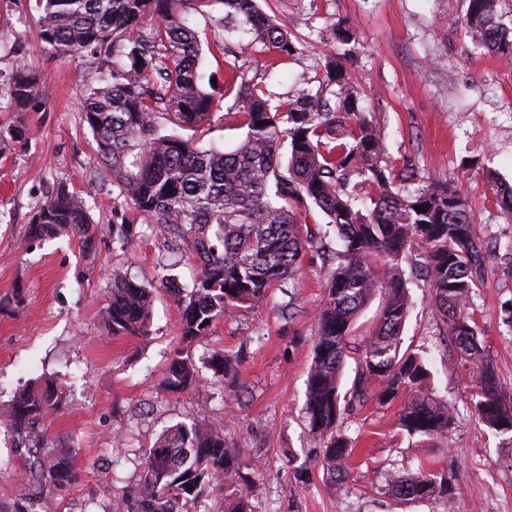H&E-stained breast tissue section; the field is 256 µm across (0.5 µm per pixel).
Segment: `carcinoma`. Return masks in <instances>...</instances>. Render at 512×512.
Instances as JSON below:
<instances>
[{"label":"carcinoma","instance_id":"obj_1","mask_svg":"<svg viewBox=\"0 0 512 512\" xmlns=\"http://www.w3.org/2000/svg\"><path fill=\"white\" fill-rule=\"evenodd\" d=\"M216 5L223 14L215 24L240 21L250 46L290 54V33L258 0H39L43 51L69 59L99 56L108 63L94 77L80 114L112 185L132 210L123 237L131 241L139 221L185 231L192 239L199 259L192 286L166 280L181 310L182 341L202 339L217 319L263 303L270 288L295 280L307 250L320 252L329 270L316 313L304 414L320 442L323 473L331 485L342 484L353 448L338 426L341 409L363 404L369 392L389 404L411 391L398 421L412 443L446 439L455 424V404L423 389L431 378L424 356L402 349L411 298L401 262L418 246L416 267L432 290L438 320L461 357L477 368L478 389L469 409L491 431L512 436V389L485 356L469 312L489 256L475 234L472 207L449 181L413 191L405 186L414 170L397 171L387 159L379 127L363 112L340 63L331 58L324 64L328 83L339 86L335 107L307 97L274 104L261 86L234 71L224 95H234L236 107L228 115L245 130L237 147L205 148L180 134L211 125L215 98L203 83L201 45L189 15ZM461 23L478 45L512 54V40L496 18V0H468ZM40 83V73L19 63L9 107L30 110ZM136 148L138 160L127 162ZM421 205L425 211L415 210ZM315 212L325 222L311 231L307 218ZM29 233L72 235L89 249L95 244L86 200L62 187L39 207ZM111 276L108 331L145 334L151 292L121 267ZM378 291L385 293V304L373 330L354 347V317ZM350 357L355 376L343 393L340 380ZM238 363L218 355L209 368L233 378ZM198 383L191 355L176 352L165 373L167 390L184 393ZM58 404L52 383H35L15 393L0 422L16 437V447L32 455L31 475L48 478L62 496L74 481L69 454L39 456L40 449L54 447L39 423ZM242 468L223 423H177L145 452L143 473L134 488L122 492L120 512H186L189 503L214 490L224 494L223 512H250L237 488L250 482ZM446 475L443 468L391 471L387 492L399 502L432 498L448 505Z\"/></svg>","mask_w":512,"mask_h":512}]
</instances>
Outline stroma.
<instances>
[{"label":"stroma","mask_w":512,"mask_h":512,"mask_svg":"<svg viewBox=\"0 0 512 512\" xmlns=\"http://www.w3.org/2000/svg\"><path fill=\"white\" fill-rule=\"evenodd\" d=\"M467 0H264L293 35L283 55L248 49L243 25L214 28L208 14L191 24L202 47L201 69L223 79L237 67L263 85L273 101L333 100L326 57H339L368 116L383 132L388 158L412 161L421 182L458 184L474 211L476 231L498 241L472 309L486 355L512 386V330L500 306L512 299V213L496 202L495 183L512 185V59L475 45L460 20ZM37 0H0V129L23 122L24 142L0 149V405L26 385L54 379L63 405L44 421L48 438L66 449L75 480L59 496L33 479L27 452L0 426V512H115L121 491L137 483L143 453L161 431L179 422L214 419L254 468L244 490L253 512H512V443L473 416L466 400L478 386L471 364L448 341L430 303L426 282L409 285L415 301L404 346L426 352L430 389L458 403L447 440L412 447L398 428L402 400H368L345 412L341 428L355 452L345 484L331 486L315 457L302 408L313 356L315 314L327 270L307 252L292 289L274 287L270 299L216 321L192 345L201 367L194 390L172 394L162 380L180 344V310L162 285L174 275L191 287L198 261L188 246L155 224L137 225L133 245L120 237L117 190L97 157V144L80 119L98 66L89 57L61 59L40 49ZM351 28L343 46L326 37L329 24ZM42 74L39 102L24 113L8 104L17 63ZM85 197L96 246L76 237L32 239L33 215L58 187ZM154 286L144 336H115L102 321L113 266ZM296 314H289V304ZM216 352L243 353L235 385L213 378L204 361ZM130 450L116 452L115 437ZM443 468L452 476L451 506L430 499L401 503L387 493L388 470ZM309 472V484L296 472Z\"/></svg>","instance_id":"35a3bbf8"}]
</instances>
